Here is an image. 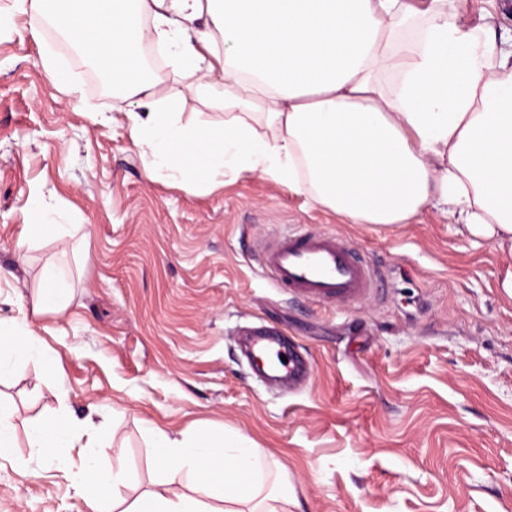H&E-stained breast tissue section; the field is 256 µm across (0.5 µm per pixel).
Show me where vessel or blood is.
<instances>
[{
	"instance_id": "obj_1",
	"label": "vessel or blood",
	"mask_w": 512,
	"mask_h": 512,
	"mask_svg": "<svg viewBox=\"0 0 512 512\" xmlns=\"http://www.w3.org/2000/svg\"><path fill=\"white\" fill-rule=\"evenodd\" d=\"M262 266L276 287L316 303L354 304L377 289L374 269L335 233L303 229L265 249Z\"/></svg>"
}]
</instances>
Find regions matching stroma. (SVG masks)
Listing matches in <instances>:
<instances>
[{
    "mask_svg": "<svg viewBox=\"0 0 512 512\" xmlns=\"http://www.w3.org/2000/svg\"><path fill=\"white\" fill-rule=\"evenodd\" d=\"M0 316L26 307L43 266L69 274L63 314L30 316L49 363L0 380L16 446L0 457V512H86L68 470L33 458L29 422L68 405L118 414L108 465L147 489L148 426L237 433L295 490L290 512H512V256L427 207L405 224H350L256 173L150 176L127 99L101 87L46 22L0 0ZM52 53L74 86L42 64ZM81 230L15 244L40 195ZM309 225L343 236L379 291L316 305L274 288L264 246ZM287 337L312 364L302 386L260 377L245 342Z\"/></svg>",
    "mask_w": 512,
    "mask_h": 512,
    "instance_id": "stroma-1",
    "label": "stroma"
}]
</instances>
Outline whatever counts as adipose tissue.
Returning a JSON list of instances; mask_svg holds the SVG:
<instances>
[{"mask_svg":"<svg viewBox=\"0 0 512 512\" xmlns=\"http://www.w3.org/2000/svg\"><path fill=\"white\" fill-rule=\"evenodd\" d=\"M17 2L63 17V39L105 64L151 172L258 173L353 224H404L431 206L512 254V48L492 17L469 19L467 0H92L78 12L73 0ZM145 39L221 123L186 121L179 96L160 95L136 51ZM53 208L40 200L17 253L76 236ZM67 299L61 270L45 266L32 313H64ZM43 356L27 319L0 317V378ZM93 418L61 408L28 437L40 458L81 449L68 477L89 512H288L293 493L258 448L202 428H152L157 479L127 498L133 476L104 463Z\"/></svg>","mask_w":512,"mask_h":512,"instance_id":"obj_1","label":"adipose tissue"}]
</instances>
